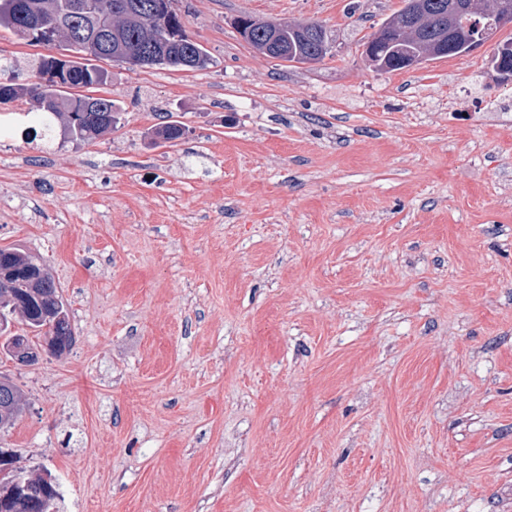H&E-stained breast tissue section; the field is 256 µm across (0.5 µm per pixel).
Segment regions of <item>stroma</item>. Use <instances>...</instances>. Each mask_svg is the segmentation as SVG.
<instances>
[{
  "mask_svg": "<svg viewBox=\"0 0 512 512\" xmlns=\"http://www.w3.org/2000/svg\"><path fill=\"white\" fill-rule=\"evenodd\" d=\"M401 6L177 0L208 67L101 61L120 121L89 143L0 104V247L75 334L0 353V448L59 512H512V81L489 42L374 70ZM244 12L321 24L331 57L260 53ZM60 53L0 28L19 69Z\"/></svg>",
  "mask_w": 512,
  "mask_h": 512,
  "instance_id": "1",
  "label": "stroma"
}]
</instances>
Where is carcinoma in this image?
Segmentation results:
<instances>
[{"instance_id": "cac0c4a2", "label": "carcinoma", "mask_w": 512, "mask_h": 512, "mask_svg": "<svg viewBox=\"0 0 512 512\" xmlns=\"http://www.w3.org/2000/svg\"><path fill=\"white\" fill-rule=\"evenodd\" d=\"M43 4L45 15L41 20L46 22L43 32V45L51 46L66 32L58 22L75 25L90 31L114 29L113 41L121 42L130 48L159 51L166 49L167 54L152 61L155 66L182 67L201 70L208 66L209 58L203 48L186 32L178 14H173L172 20L162 22L147 16L150 3L153 0H125L131 5V11L124 17L109 15L106 7L116 0H89L91 8L86 16L75 18L68 14L67 6L70 0H0V28L13 30L22 36H28L27 17L24 16V6L30 3ZM403 6L392 18L382 21L372 36L388 31H394L392 44L388 46L389 57H394L401 48L407 47L418 54H425L427 45L421 41L409 38L408 34L398 31V23L410 9V0H402ZM512 8V0H477L475 9L471 12L462 11L456 14L452 22L454 35L458 36L466 30H471L475 45L480 46L491 40L497 29L488 25V14L495 11L496 4ZM250 28L249 44L258 50H263L266 38V25L262 20L255 19L248 24ZM280 40L296 51L298 58L295 62L303 64L311 59L316 63L322 62L330 55V46L325 31H320L319 37L313 38L302 34L298 25L280 24ZM70 51L96 60H105L107 56L98 51V43L68 42ZM48 58L40 59L29 71L21 73L8 61H0V77L10 81L11 98H17L22 92L30 90L41 101L39 110L42 111L41 123L44 138L52 141L55 131L53 119L65 116V132L73 139L80 141L94 140L112 130L114 122V103L106 97L94 98L93 106H88V94L95 92L103 82L102 71L94 64L71 59H54L52 63L72 72L69 82L58 85L46 83L40 88L26 87V83L38 77L43 72ZM26 299L33 304L38 314H48L54 321L53 327L44 329L45 323L35 318L29 319L26 313H21L26 329L23 333H13L10 329L12 316L17 310L12 308L14 300ZM0 335L6 336L3 348L11 349V345L24 342L34 343V338L50 335L75 341L68 308L54 277L49 271H44V277L34 281L25 276H17L6 288L0 287ZM23 391L8 379H0V409L10 407L20 409ZM15 457L9 451L0 450V466L12 467L10 475L22 478L28 482L26 493L11 499L0 498V512H56L57 500L60 493L54 481H46L39 474H26L14 467Z\"/></svg>"}]
</instances>
